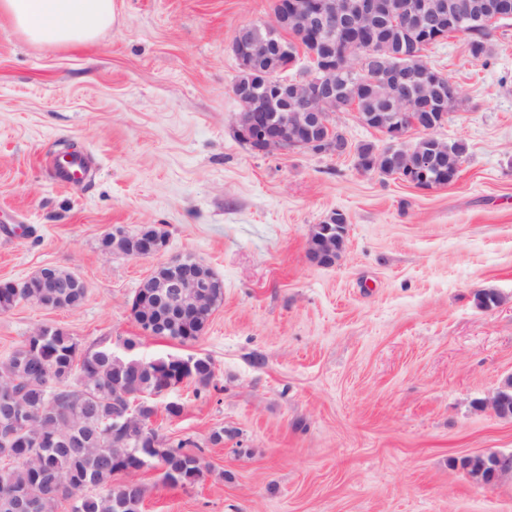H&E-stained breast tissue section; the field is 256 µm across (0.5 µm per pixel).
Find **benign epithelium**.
<instances>
[{
    "mask_svg": "<svg viewBox=\"0 0 512 512\" xmlns=\"http://www.w3.org/2000/svg\"><path fill=\"white\" fill-rule=\"evenodd\" d=\"M448 0H290L284 12H273L269 23H251L239 29L234 37L232 50L239 68L250 74L249 79H235L232 93L241 104L238 130L252 148L262 153L312 150L318 153L345 154L349 151L348 141L339 128L333 124L332 115L341 110L354 108L350 102L344 104L336 95L333 75L340 73L351 79L373 73L383 80L398 97V116L383 130L389 144L403 149L400 172L403 181L421 188L433 186L430 173L433 159L425 154L408 150L406 137L410 130L425 133V139L435 144V149L446 152L448 143L437 140L432 131L437 125L420 122L421 111L425 109L422 97L427 95L433 82L399 66L385 69L381 66V51L364 53L359 41L347 36L354 26L366 25L374 28L385 24L390 17H405L402 36L408 40L431 36L434 41L447 38L443 28ZM462 18H467L473 9L486 13L484 31H493V25L504 18L506 6L496 0H482L455 5ZM295 29L303 36L316 39L326 37L335 42L328 60L318 58V42H312L309 56L316 62V70L304 73L294 79L284 77L293 67L289 61L292 53L288 40L276 42L273 37ZM440 114L457 112L463 106L459 90L450 87L448 95L431 101ZM336 214L328 215L321 223L312 227L309 239L308 257L322 267H332L340 258L342 249L336 246V232L347 235V225L333 227ZM119 253L129 258H147L159 253L156 239L135 235L118 244ZM34 281L27 287L70 288L81 281L74 273L57 275L52 267H43L33 275ZM161 293L178 298L185 307L200 310L207 301L210 279L189 269L178 279L158 284ZM140 361L135 348L121 341L112 346V372L121 375ZM118 416L124 423L112 425V434L118 435L123 425L136 424L141 434L157 443L161 433L153 422L145 421L136 409L126 403L118 404Z\"/></svg>",
    "mask_w": 512,
    "mask_h": 512,
    "instance_id": "1",
    "label": "benign epithelium"
}]
</instances>
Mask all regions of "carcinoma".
<instances>
[{
	"instance_id": "1",
	"label": "carcinoma",
	"mask_w": 512,
	"mask_h": 512,
	"mask_svg": "<svg viewBox=\"0 0 512 512\" xmlns=\"http://www.w3.org/2000/svg\"><path fill=\"white\" fill-rule=\"evenodd\" d=\"M403 20L372 32H358L366 47L391 40L399 43ZM340 96L353 99L359 112L375 115V125L392 118L393 99L372 79L354 91L346 78L336 76ZM466 147L461 142L448 144V155L436 175L457 171L464 162ZM30 288H0V311L10 310L28 300ZM87 289L72 288L56 301L37 300L36 305L50 309L74 308L85 299ZM208 312L190 321V330L172 326L158 330L163 337L182 345L196 343L207 323ZM91 373L86 394L79 391V368ZM0 376L12 382L0 390V423L15 411L29 416L28 428L14 439L0 437V512H57L58 503L70 502V512H140L145 495L137 481L113 484V478L128 468L165 463L166 481L173 485H191L204 475L199 457L183 451V441H167L156 448L142 445L135 431L121 442L112 441L106 427L112 425L113 402L124 395L140 399L144 412L155 415L158 408L150 396L168 384L187 382L196 388L209 387L214 365L207 356L169 355L160 365L145 363L130 375L134 386L112 378L111 348H84L69 333L51 326L42 336H27L10 355L0 361ZM64 431L61 443L42 442L45 434ZM461 467L475 481L488 484L493 472H512V456L476 454L463 458ZM95 486L99 494H87Z\"/></svg>"
}]
</instances>
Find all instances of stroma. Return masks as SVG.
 Instances as JSON below:
<instances>
[{
	"label": "stroma",
	"mask_w": 512,
	"mask_h": 512,
	"mask_svg": "<svg viewBox=\"0 0 512 512\" xmlns=\"http://www.w3.org/2000/svg\"><path fill=\"white\" fill-rule=\"evenodd\" d=\"M115 5L112 28L69 49L0 16V282L54 266L87 287L73 310L0 313V360L41 325L211 358L209 388L181 386L182 415L156 417L204 476L175 486L145 468L142 512H512V473L482 485L457 464L512 454V419L492 408L512 378V20L485 58L460 34L429 48L464 102L434 135L467 153L455 182L424 190L350 153L261 155L238 137L231 46L272 0ZM69 150L91 158L83 186L48 164ZM334 211L345 247L321 267L309 234ZM145 225L165 235L159 255L103 251ZM185 255L224 281L189 347L131 314L141 282ZM481 290L501 303L478 308Z\"/></svg>",
	"instance_id": "35a3bbf8"
}]
</instances>
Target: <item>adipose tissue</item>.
Here are the masks:
<instances>
[{
  "mask_svg": "<svg viewBox=\"0 0 512 512\" xmlns=\"http://www.w3.org/2000/svg\"><path fill=\"white\" fill-rule=\"evenodd\" d=\"M0 15L31 42L49 47L90 43L111 27L115 0H0Z\"/></svg>",
  "mask_w": 512,
  "mask_h": 512,
  "instance_id": "obj_1",
  "label": "adipose tissue"
}]
</instances>
